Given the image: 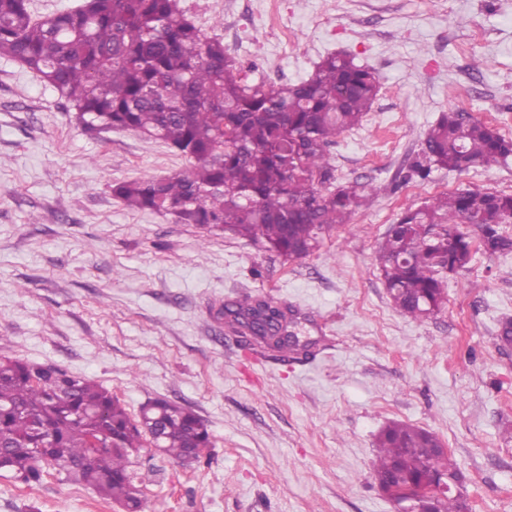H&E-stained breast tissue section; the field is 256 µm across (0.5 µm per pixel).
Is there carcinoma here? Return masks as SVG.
Segmentation results:
<instances>
[{"label":"carcinoma","mask_w":512,"mask_h":512,"mask_svg":"<svg viewBox=\"0 0 512 512\" xmlns=\"http://www.w3.org/2000/svg\"><path fill=\"white\" fill-rule=\"evenodd\" d=\"M0 56L28 68L64 97L87 129L122 130L159 141L189 167L167 177L117 182L130 210L178 224L220 227L286 260L310 254L346 223L373 188L336 183L327 148L361 125L379 90L376 72L329 54L295 84L252 81L179 0H85L35 18L28 0H0ZM512 157V138L463 112L440 115L411 170L465 171ZM512 194L461 190L401 212L378 243L396 310L426 319L445 304V278L472 256L512 252ZM229 332L264 337L288 307L245 295L219 311ZM158 443L175 460L201 461L210 433L192 410L166 399L129 416L98 384L52 366L0 357V471L33 488L48 475L91 487L127 512H146L136 467ZM434 432L403 422L376 439L372 475L390 499L459 474ZM449 491L438 512H469Z\"/></svg>","instance_id":"obj_1"}]
</instances>
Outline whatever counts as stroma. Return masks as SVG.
Here are the masks:
<instances>
[{
    "instance_id": "obj_1",
    "label": "stroma",
    "mask_w": 512,
    "mask_h": 512,
    "mask_svg": "<svg viewBox=\"0 0 512 512\" xmlns=\"http://www.w3.org/2000/svg\"><path fill=\"white\" fill-rule=\"evenodd\" d=\"M181 0L251 79L296 83L344 52L380 76L362 125L328 149L342 182L375 191L309 256L288 261L220 230L132 212L111 183L188 167L130 131L83 130L36 74L0 57V356L101 385L130 414L165 398L207 424L187 464L149 449V512H393L372 479L389 422L434 431L472 512H512V254H475L437 315L399 314L376 248L407 208L441 192L512 193V160L413 174L429 129L458 110L512 136V0ZM471 86L464 97L458 86ZM260 295L287 304L309 355L247 346L214 312ZM0 512H122L88 487L0 473Z\"/></svg>"
}]
</instances>
